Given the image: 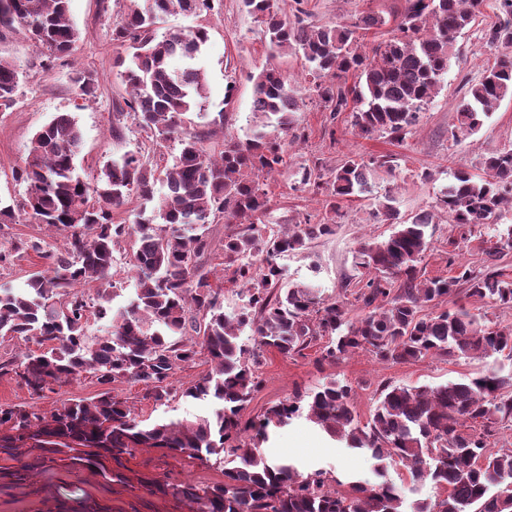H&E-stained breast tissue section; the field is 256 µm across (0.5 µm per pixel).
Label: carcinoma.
<instances>
[{"instance_id":"carcinoma-1","label":"carcinoma","mask_w":512,"mask_h":512,"mask_svg":"<svg viewBox=\"0 0 512 512\" xmlns=\"http://www.w3.org/2000/svg\"><path fill=\"white\" fill-rule=\"evenodd\" d=\"M211 0H128L113 24L112 40L126 46L115 60L129 98V112L116 113L112 137L122 141L128 116L148 149L162 153L178 145L173 163L159 172L142 148L104 162L92 178L77 173L81 144L77 122L67 113L37 130L24 167L16 172L23 185L19 208L0 207V224L16 221V212L55 228L65 239L57 257L37 241H20L17 252L31 249L51 260L47 274H37L21 292L0 291V337L34 339L50 346L45 354L0 362V375L13 373L38 395L53 383L83 372L107 387L119 380L142 382L148 396L170 395L176 370L204 355L211 372L181 390L191 399L221 404L211 418L195 422L141 424L127 402L101 392L89 401L65 403L45 415L33 408L0 407V454L15 458L27 449L49 463L97 467L111 475L106 462L120 461L137 448H160L211 464L224 482L181 484L173 493L189 500L194 512H405L401 490L392 482H348L349 490L330 489L324 472L303 475L288 463L272 464L259 452L269 426L281 427L301 410L297 401L279 403L242 421V411L259 391L260 353L240 344L250 328L258 347L284 356L299 353L323 337V359L338 361L368 351L382 362L407 363L429 355L454 358L507 354L512 359V325L480 322L464 306L434 311L463 292L512 309V282L497 261L512 250V233L486 251L487 265L463 268L448 278H424L418 264L428 247L432 215L398 217L393 198L378 202L376 217L395 229L384 240H365L356 266L367 273L355 300L368 312L347 318L344 302L323 298L302 284L281 283L278 259L334 233L344 217L342 202L368 191V174L386 167L375 157L349 156L330 169L299 164L300 189L321 196V217H305L286 232L262 233L272 223L273 195L267 179L289 165L287 145L305 137L298 126L302 96L288 76L268 64L252 76L256 130L244 142L213 141L211 134L187 132L181 116L205 99V76L197 61L207 32L194 28L158 37V16L198 14ZM262 26L271 56L302 55L309 93L332 114L352 113V127L363 137L375 134L402 142L419 123L448 73L457 38L476 22L481 0H405L396 34L366 52L364 36L385 23L363 12L334 24L310 19L304 4L293 0L290 13L277 0H242ZM497 20L481 29L490 49L512 51V0H497ZM18 25L49 55H70L79 32L69 14V0H0V27ZM354 77L348 84V77ZM78 96H96L97 78L79 71L72 77ZM19 71L0 55V109L16 103ZM512 98V57L484 70L464 92L451 132L458 141L475 134L484 118L505 98ZM487 177L465 171L454 175L439 199L461 239L478 224H492L512 203V147L483 158ZM166 191L156 195V185ZM135 195L152 204L150 215L130 224L114 222L112 213ZM224 223V273L245 290L247 301L229 317L209 281L204 258L213 252L207 225ZM132 242L136 298L112 320L107 336L88 340V315L99 319L111 309L83 292L96 282L97 297L113 287V251ZM464 283L467 288L460 290ZM196 338L187 340V330ZM307 417L332 440L363 450L377 470L402 465L414 484L430 481L437 495L416 500L410 512H512V448H487L499 424L512 423V368L493 365L473 377L437 387L387 385L372 417L360 425L352 389L337 381L310 396ZM250 433L248 445L242 435Z\"/></svg>"}]
</instances>
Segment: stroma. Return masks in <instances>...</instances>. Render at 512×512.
<instances>
[{"label": "stroma", "instance_id": "1", "mask_svg": "<svg viewBox=\"0 0 512 512\" xmlns=\"http://www.w3.org/2000/svg\"><path fill=\"white\" fill-rule=\"evenodd\" d=\"M496 0H483L477 28L460 36L456 55L439 94L422 112L413 134L396 143L379 135L364 138L351 125L349 113L330 118L314 99H306L298 114L305 127V140L291 148L297 161H319L333 167L351 155L388 156L390 170H379L373 183L372 196L344 203L345 213L334 235L317 240L305 250L280 258L284 284H309L323 297L342 299L349 318L364 315L354 291L361 271L354 265L360 242L387 238L392 227L377 222L373 216L378 199L392 194L393 205L401 217L422 211L432 213L427 229L428 248L420 262L427 277L457 274L459 266L480 269L485 250L500 234L512 228V209L503 211L498 223L473 227L468 240H461L458 228L449 224L440 209L439 199L456 170L464 169L481 175L483 155L512 145V99L501 101L476 134L453 142L451 132L456 123V107L464 93V84L477 80L487 65L498 58V51L483 46L479 29L495 19ZM404 0H309L308 8L319 23L336 22L372 9L382 15L402 10ZM126 9L125 0H69L70 16L80 32L76 48L70 56L53 58L19 29L0 30V54L11 58L19 70L18 101L10 109L0 111V203L20 199L22 185L14 173L23 166L33 134L56 115L70 113L82 132V147L76 159L79 169L91 172L108 159L137 148L138 133H127L123 141L112 138L115 113L125 111L127 96L113 62L124 49L112 40V23ZM204 26L208 40L198 64L205 71L209 91L206 107L185 116L189 131L206 132L217 112L228 110L227 135L243 141L252 133L250 121L254 99L253 74L268 62H275L289 77L292 86L305 90L308 80L301 57L285 54L270 57L261 27L241 6L240 0H215L214 8L199 16L170 13L160 16L155 24L158 35ZM96 76L99 83L96 99H77L71 82L73 71ZM295 168L275 177L270 187L274 192V220L278 226L321 212V204L312 194L294 190ZM41 241L44 249L54 253L64 250L62 235L43 224L19 218L13 224H0V252L8 259L0 264V289L24 288L29 277L47 270L49 262L39 253L28 250L13 252L21 240ZM112 283L107 306L126 307L135 296L133 252L121 246L113 253ZM324 340H317L301 353L283 356L272 348L261 351L259 374L263 381L254 393L243 416L261 415L275 404L309 398L322 384L335 379L348 384L354 392V406L360 423H367L384 385L437 387L474 375L494 359L429 356L410 363H383L371 353L357 352L331 362L323 359ZM210 369L205 359H196L176 371L170 381L171 394L156 402L147 399L143 383L124 381L112 384L113 396L126 400L136 419L143 422H191L213 415L216 405L211 400L181 397L182 387L206 374ZM103 387L95 376L82 374L72 381L53 385L34 395L12 374L0 375V406L25 407L50 413L70 400L93 399ZM271 459L286 457L296 461L302 472L320 468L328 477L360 480L370 484L387 480L406 492L407 500L434 496L431 483L413 486L407 471L399 465L388 466L377 474L373 460L365 453L350 450L326 440L306 415L294 416L288 425L270 428L269 440L261 447ZM28 464L24 483H13L9 470ZM123 471L130 479L141 476L161 484H213L224 479L220 470L200 464L187 456L171 457L159 448H139L122 460ZM99 506L102 512H191L181 497L144 487L129 488L103 477L95 468H65L30 463L28 454L18 460L0 458V512H86Z\"/></svg>", "mask_w": 512, "mask_h": 512}]
</instances>
